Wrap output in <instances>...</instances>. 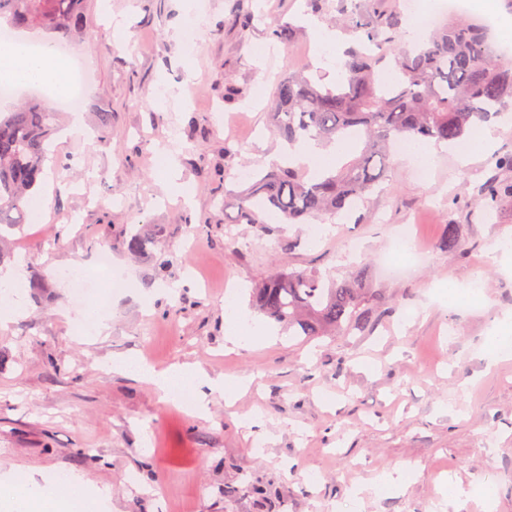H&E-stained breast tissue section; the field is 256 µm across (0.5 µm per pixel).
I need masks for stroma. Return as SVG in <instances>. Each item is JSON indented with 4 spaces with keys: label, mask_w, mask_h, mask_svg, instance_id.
I'll return each mask as SVG.
<instances>
[{
    "label": "stroma",
    "mask_w": 512,
    "mask_h": 512,
    "mask_svg": "<svg viewBox=\"0 0 512 512\" xmlns=\"http://www.w3.org/2000/svg\"><path fill=\"white\" fill-rule=\"evenodd\" d=\"M351 0H84L83 25L69 47L88 61L75 139L65 127L46 161L40 191L52 218L14 230L0 276L18 273L23 313L0 325V475L74 471L110 490L111 512H224V491L237 489L234 512H512V357L485 338L512 320V199L493 214L449 209L475 195L492 174L495 154L512 151V123L497 127L494 153L462 163L444 149L428 178L416 162L393 158L384 193L367 221L280 224L266 230L228 224L216 205L245 188L240 169L268 168L284 153L264 112L275 76L306 67L330 86L336 69L311 54L304 17L335 29ZM206 24L193 46L174 37L184 16ZM340 26H333V19ZM292 21L290 47L269 36ZM74 157L77 166L59 162ZM185 182L191 206L167 193L168 172ZM460 227L464 254L439 241L448 222ZM139 224L156 244L131 255L119 242ZM416 231L425 257L396 277L381 263L395 237ZM132 287L104 292L107 327L83 334L80 306L56 270L93 264L101 247ZM169 259L167 281L155 262ZM370 272L376 328L367 334L290 335L236 347L224 339V301L235 294L251 310L250 288L274 267L341 279ZM481 281L484 298L449 303L441 286ZM412 318H405V311ZM133 357L157 369L202 367L224 380L204 417L184 416L148 383L111 370ZM407 474L401 490L378 483ZM272 487L258 502L246 486ZM468 497L442 502L439 481Z\"/></svg>",
    "instance_id": "35a3bbf8"
}]
</instances>
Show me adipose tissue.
I'll use <instances>...</instances> for the list:
<instances>
[{
  "label": "adipose tissue",
  "instance_id": "adipose-tissue-1",
  "mask_svg": "<svg viewBox=\"0 0 512 512\" xmlns=\"http://www.w3.org/2000/svg\"><path fill=\"white\" fill-rule=\"evenodd\" d=\"M0 81L20 88L47 83L58 97L67 95L70 90L65 62L48 40L36 39L32 34L0 45ZM112 369L148 381L166 399L180 383L203 386V393L196 398L195 413L199 416L207 411L208 392L224 387L223 379L210 377L204 369L186 364L156 370L132 359H121L113 362ZM109 500L108 489L91 486L74 472L49 476L41 485L19 480L14 475L0 479V506L5 512H68L72 507L78 512H107Z\"/></svg>",
  "mask_w": 512,
  "mask_h": 512
}]
</instances>
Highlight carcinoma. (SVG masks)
<instances>
[{
  "label": "carcinoma",
  "instance_id": "cac0c4a2",
  "mask_svg": "<svg viewBox=\"0 0 512 512\" xmlns=\"http://www.w3.org/2000/svg\"><path fill=\"white\" fill-rule=\"evenodd\" d=\"M80 6L81 0H0V20L10 30L44 28L64 40L82 26ZM347 22L360 36L341 55L335 86L323 88L298 68L288 71L274 83L267 124L291 149L308 140L323 146L353 140V158L311 178L290 166L255 172L248 187L234 194L235 223L262 229L266 211L285 224L360 211L384 191L395 143L453 146L479 125L512 113V62L494 54L482 24L450 19L409 47L399 41L401 15L383 10L381 0H358ZM384 72L390 74L387 83L380 81ZM57 121L58 113L39 101L0 117V230L25 223L27 194L42 181ZM510 197L512 182L494 178L471 203L491 212ZM152 244L135 228L122 240L131 254ZM440 247L460 251L457 225H447ZM253 304L308 338L363 333L373 322L364 268L328 283L307 270L279 269L254 289Z\"/></svg>",
  "mask_w": 512,
  "mask_h": 512
}]
</instances>
